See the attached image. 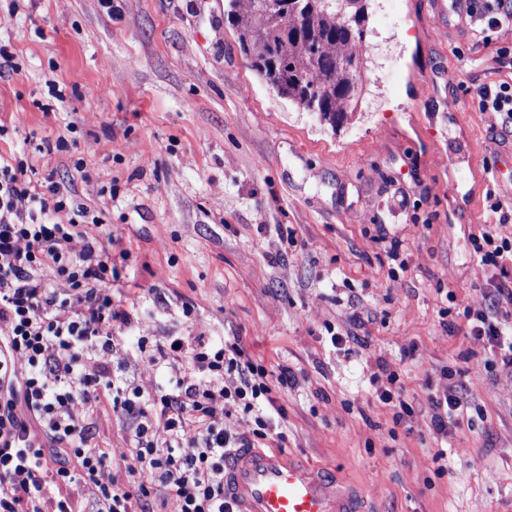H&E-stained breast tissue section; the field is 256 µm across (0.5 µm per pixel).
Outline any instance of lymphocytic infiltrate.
<instances>
[{
  "mask_svg": "<svg viewBox=\"0 0 512 512\" xmlns=\"http://www.w3.org/2000/svg\"><path fill=\"white\" fill-rule=\"evenodd\" d=\"M468 2L481 32L512 25V0ZM89 218L33 164L0 160V512H146L155 496L174 512H236L224 462L281 429L272 386L292 378L255 364L234 338L113 335L134 320L112 300L127 255L91 233ZM471 244L501 276L468 331L512 373V238L483 228ZM133 348L164 368V385L127 374L120 358ZM429 405L442 435L467 412L453 386ZM233 408L245 431L227 425ZM104 414L124 426L121 451L92 442Z\"/></svg>",
  "mask_w": 512,
  "mask_h": 512,
  "instance_id": "1",
  "label": "lymphocytic infiltrate"
}]
</instances>
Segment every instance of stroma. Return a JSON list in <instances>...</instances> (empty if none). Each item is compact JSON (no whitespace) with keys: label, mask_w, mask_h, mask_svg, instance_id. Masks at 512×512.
Masks as SVG:
<instances>
[{"label":"stroma","mask_w":512,"mask_h":512,"mask_svg":"<svg viewBox=\"0 0 512 512\" xmlns=\"http://www.w3.org/2000/svg\"><path fill=\"white\" fill-rule=\"evenodd\" d=\"M227 9L0 0V157L71 187L127 251L112 297L140 305L129 335L236 336L291 371L270 448L336 469L372 512H512V374L463 316L499 275L470 236L497 223L491 200L512 204V127L474 97L512 79L497 54L512 29L486 43L436 0H370L368 81L335 129L256 76ZM43 138L65 145L41 154ZM383 365L413 408L398 424L375 392ZM448 384L481 414L443 437L428 396Z\"/></svg>","instance_id":"1"}]
</instances>
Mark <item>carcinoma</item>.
Listing matches in <instances>:
<instances>
[{"mask_svg": "<svg viewBox=\"0 0 512 512\" xmlns=\"http://www.w3.org/2000/svg\"><path fill=\"white\" fill-rule=\"evenodd\" d=\"M368 2L229 0L227 21L262 81L336 127L364 89Z\"/></svg>", "mask_w": 512, "mask_h": 512, "instance_id": "carcinoma-1", "label": "carcinoma"}]
</instances>
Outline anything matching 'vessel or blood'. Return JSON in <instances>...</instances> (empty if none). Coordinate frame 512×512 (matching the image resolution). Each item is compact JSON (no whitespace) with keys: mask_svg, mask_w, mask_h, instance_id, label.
I'll return each mask as SVG.
<instances>
[{"mask_svg":"<svg viewBox=\"0 0 512 512\" xmlns=\"http://www.w3.org/2000/svg\"><path fill=\"white\" fill-rule=\"evenodd\" d=\"M224 492L239 512H366L362 494L333 471L240 448L224 463Z\"/></svg>","mask_w":512,"mask_h":512,"instance_id":"1","label":"vessel or blood"}]
</instances>
